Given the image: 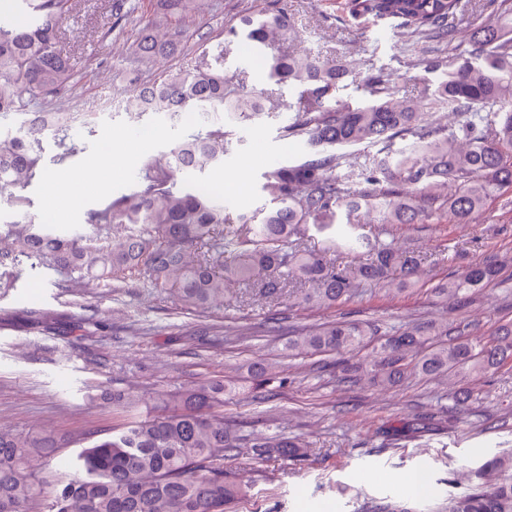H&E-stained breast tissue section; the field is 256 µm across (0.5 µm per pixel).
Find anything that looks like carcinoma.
Instances as JSON below:
<instances>
[{
	"label": "carcinoma",
	"mask_w": 512,
	"mask_h": 512,
	"mask_svg": "<svg viewBox=\"0 0 512 512\" xmlns=\"http://www.w3.org/2000/svg\"><path fill=\"white\" fill-rule=\"evenodd\" d=\"M33 17L21 25H0V114L26 111L19 131L0 136V198L20 212V195L42 172L39 135L50 131L64 154L73 151L71 115L49 110L73 79L69 58L58 49L62 20L79 0H30ZM211 0H149L132 47L133 112L196 113L208 130L178 141L162 158L148 157L140 168L142 189L109 200L88 213L93 234L62 236L50 224L17 219L0 225L11 241L0 251V269L23 261L52 269L66 282L114 281L116 287L147 280L171 288L190 309L224 302L233 280L266 299H277L296 282L297 304L333 306L366 287L388 295L416 288L420 263L414 252L396 246L393 229L426 224L436 213L438 190L448 219L470 224L489 200L512 190V0H499L495 20L473 28L470 49L450 63L436 57L420 64L440 73L434 91L412 103L381 75L362 79L368 102L340 104L336 89L352 72L333 56L288 51V6L244 15L225 28L224 41L199 54L187 68H169L160 77L141 78L139 62L178 57L186 24L205 20ZM355 19L389 22L411 36L454 42L462 0H345ZM242 45L265 57L273 84L299 89L297 112L285 136L305 140L315 157L280 165L265 174L263 191L274 206L259 221L225 224L224 204L212 193L183 190L175 173L204 171L224 162V119L252 121L268 110L270 93L257 92L224 71V57ZM446 107L456 125L424 124V116ZM413 141L393 148L397 137ZM383 144V154H360L343 173L340 150ZM366 187L357 188L353 176ZM345 211L344 233L336 235L337 211ZM321 235L323 250L362 256L354 264H328L312 249ZM501 267L486 258L451 277L434 281L432 291L460 307L482 288L499 281ZM378 335L374 325L337 321L288 337L290 356L359 351ZM512 363V322L477 342L450 335L448 322L430 320L384 333L372 349L371 372L388 383L412 373L448 377L460 383L472 374H493ZM255 388L278 378L277 366L258 363ZM239 389L206 379L171 396V410L139 412L147 405L133 392L112 391V408L129 414L121 429L99 436H33L0 425V512H234L252 487L224 475V461L249 448L260 458L305 455L297 437L270 433L244 437L224 425L215 408ZM80 447L68 472L35 481L55 449ZM512 452L486 461L478 486L448 501L446 512H512Z\"/></svg>",
	"instance_id": "obj_1"
}]
</instances>
